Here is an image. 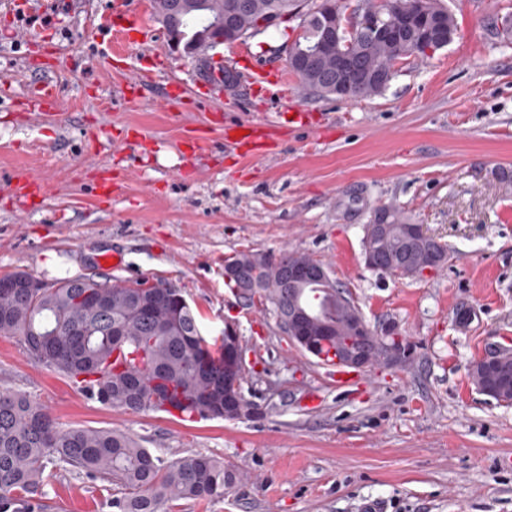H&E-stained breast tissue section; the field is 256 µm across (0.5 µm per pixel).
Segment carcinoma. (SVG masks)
Masks as SVG:
<instances>
[{"label":"carcinoma","instance_id":"obj_1","mask_svg":"<svg viewBox=\"0 0 512 512\" xmlns=\"http://www.w3.org/2000/svg\"><path fill=\"white\" fill-rule=\"evenodd\" d=\"M154 0L155 15L169 31L178 28L183 41L206 51L209 18L231 19L241 39L267 30L264 21L276 16L282 23L300 20L301 34L288 48L293 60L301 48L320 40L322 0ZM431 32L407 28L395 39L380 38L363 29L349 52L354 66L342 65L336 48L310 58L302 71L290 69L302 84L321 96L358 100L382 93L395 75L394 65L406 58H426L420 43L453 41L455 15L444 0H426ZM374 232L364 230V251L376 259L378 272L395 274L425 263L444 268L448 249L436 238L414 241L411 221L393 205L373 212ZM237 266L261 264L262 280L255 291L261 305L309 308L311 284L290 292L281 264L262 254L240 251ZM134 290L129 282L96 275L66 277L43 292L0 288V336L18 337L29 359L53 369L82 391L115 409L141 411L174 409L200 419L224 418V353L218 340L203 336L198 319L181 289L164 282ZM360 315L353 301L331 303L310 313L298 327L305 336H328L339 347L351 336V323ZM208 352L210 365L201 364ZM163 371L171 398L158 393L152 381ZM469 375L476 388L498 387L512 396V351L502 349L495 370L480 362ZM63 463L69 470L109 482L122 491L112 501L116 512H164L175 499L208 500L224 497L235 475L215 458L196 453L165 462L124 433L93 428L60 429L44 408L30 397L0 391V512H43L40 495L50 467Z\"/></svg>","mask_w":512,"mask_h":512}]
</instances>
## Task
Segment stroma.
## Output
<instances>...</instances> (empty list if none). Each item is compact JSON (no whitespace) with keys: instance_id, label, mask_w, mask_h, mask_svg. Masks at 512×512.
I'll use <instances>...</instances> for the list:
<instances>
[{"instance_id":"obj_1","label":"stroma","mask_w":512,"mask_h":512,"mask_svg":"<svg viewBox=\"0 0 512 512\" xmlns=\"http://www.w3.org/2000/svg\"><path fill=\"white\" fill-rule=\"evenodd\" d=\"M114 0H55L46 14L0 4V275L39 280L96 273L182 288L204 336L234 324L251 371L252 419L182 421L111 408L0 337V390L39 402L61 428L133 436L164 461L195 453L236 473L224 498L175 500L167 512H512V404L478 392L468 369L492 345L512 348V0H445L447 47L398 64L366 100L319 96L298 79L210 95L198 59L171 55L152 0H131L149 47L122 66L148 76L137 102L97 56L113 36ZM297 20L222 45L210 58L245 73L286 67ZM54 71L57 102L34 118L26 100ZM292 96L309 126L289 123ZM270 120L268 155L224 143L226 128ZM206 151L191 160L188 139ZM42 192L18 203L20 174ZM392 205L446 244L451 260L417 278L362 258L364 224ZM252 250L308 255L347 289L370 327L393 324L414 345L399 366L339 384L278 326L242 301L224 260ZM119 253L122 263L99 265ZM471 317L459 322L456 313ZM47 512H115L117 487L56 467Z\"/></svg>"}]
</instances>
